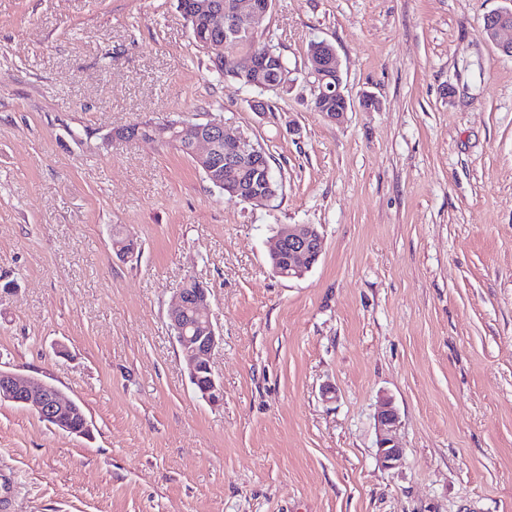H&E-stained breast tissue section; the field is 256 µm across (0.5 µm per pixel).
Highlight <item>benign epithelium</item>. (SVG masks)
Returning a JSON list of instances; mask_svg holds the SVG:
<instances>
[{
	"label": "benign epithelium",
	"mask_w": 512,
	"mask_h": 512,
	"mask_svg": "<svg viewBox=\"0 0 512 512\" xmlns=\"http://www.w3.org/2000/svg\"><path fill=\"white\" fill-rule=\"evenodd\" d=\"M274 0H189L182 5L183 14L194 20L204 21L210 30L224 31V37L210 42L207 52L211 62L224 56V49L244 40V37L258 30L272 11ZM512 10L488 15L482 33L496 41L501 32L512 31ZM282 64L281 57L272 50L248 48L233 57L237 78L246 85H252L268 67ZM307 81L314 93V99L330 102L338 99L341 105L336 110L322 112L331 123L340 122L349 109V102L342 91V76L336 51L327 42H314L307 53ZM177 138L191 147V154L200 164L212 163L219 147H224L225 169H238L244 177L228 176L222 190L229 196L242 199L249 205L262 206L269 202L267 188L270 186L265 149L245 136L231 123L220 116H209L205 122L181 121L176 125ZM323 236L313 224L280 226L274 237V246L269 258L272 272L282 278H301L318 261L323 247ZM205 287L195 290L180 286L169 314L171 328L179 349L189 368L192 385H197L202 369H211L210 356L219 345L221 336L212 319H207L206 329L188 336L181 325V314L186 308H201L207 303ZM198 395L210 404L220 402L221 390L215 376L209 377V384L198 389ZM0 401L18 406L29 403L36 405L39 418L48 425L77 437L90 432V424L78 431L63 426L67 413L78 407V403L65 397L54 385L41 379L24 376L0 369ZM377 457L389 469L402 464L404 452L393 432L399 423L397 410L391 402L381 403L377 416Z\"/></svg>",
	"instance_id": "benign-epithelium-1"
}]
</instances>
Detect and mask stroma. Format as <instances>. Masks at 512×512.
<instances>
[{
    "label": "stroma",
    "mask_w": 512,
    "mask_h": 512,
    "mask_svg": "<svg viewBox=\"0 0 512 512\" xmlns=\"http://www.w3.org/2000/svg\"><path fill=\"white\" fill-rule=\"evenodd\" d=\"M510 8L275 0L259 37L294 85L260 115L178 0H0V281L16 285L0 367L91 425L74 437L0 402V512H512V56L481 34ZM321 40L351 104L339 124L305 80ZM216 113L269 153L268 205L111 137ZM281 224L324 237L302 278L271 271ZM188 277L223 336L216 405L169 327ZM384 398L395 469L376 455ZM377 457L389 469L402 464L404 452L393 432L399 423L397 410L390 401L381 403L377 416Z\"/></svg>",
    "instance_id": "1"
}]
</instances>
